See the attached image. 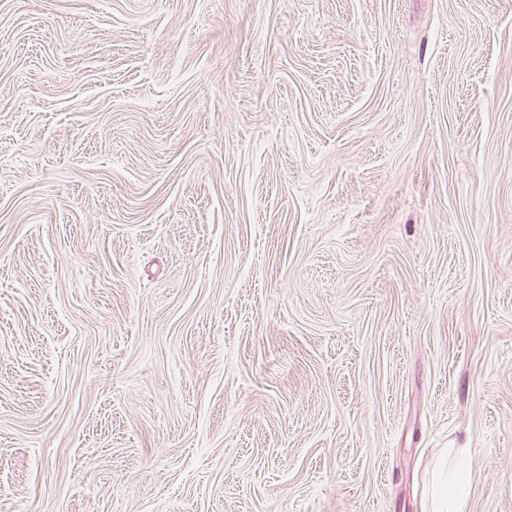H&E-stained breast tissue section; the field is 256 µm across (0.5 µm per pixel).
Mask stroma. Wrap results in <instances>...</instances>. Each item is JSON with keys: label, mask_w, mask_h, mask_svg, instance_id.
Masks as SVG:
<instances>
[{"label": "stroma", "mask_w": 512, "mask_h": 512, "mask_svg": "<svg viewBox=\"0 0 512 512\" xmlns=\"http://www.w3.org/2000/svg\"><path fill=\"white\" fill-rule=\"evenodd\" d=\"M512 512V0H0V512ZM450 452L451 448L444 453L423 512H468L465 491L471 481V471L466 467H453L448 461Z\"/></svg>", "instance_id": "obj_1"}]
</instances>
